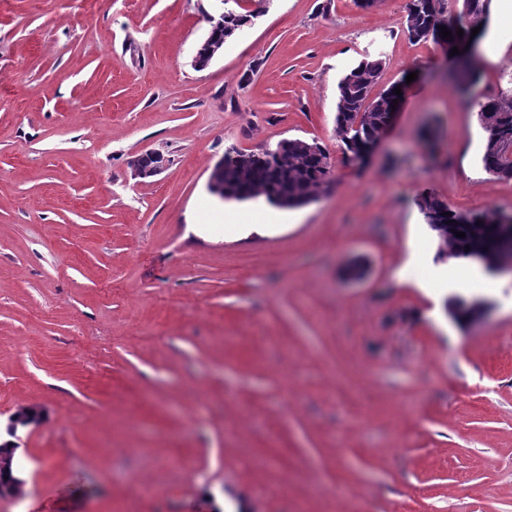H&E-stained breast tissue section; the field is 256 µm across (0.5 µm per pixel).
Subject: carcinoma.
Wrapping results in <instances>:
<instances>
[{
  "mask_svg": "<svg viewBox=\"0 0 512 512\" xmlns=\"http://www.w3.org/2000/svg\"><path fill=\"white\" fill-rule=\"evenodd\" d=\"M490 2L462 0L460 11L449 13L447 0H411L407 5L406 32L414 42L432 40L450 47L470 36L476 27L479 38L489 22ZM253 20L254 13L240 5L229 8L224 20H210L211 42L198 46V66L204 67L213 60L211 50H222L224 43L232 39L231 31ZM440 26L452 32V40L437 34ZM459 28L463 30L461 37L457 35ZM384 67L381 56H367L338 82L335 136L340 142L342 158L349 164L377 146L389 123L399 84L375 91ZM479 80L480 72L471 62L463 65L457 62L448 72V83L462 95ZM478 107L490 120L489 125L482 127L483 168L496 177L512 179V93L487 97ZM220 179L226 201L244 202L263 196L270 204L288 209L314 202L329 193L334 184L328 151L316 142L300 138H285L257 150L229 145L224 150ZM414 202L436 238L435 260L444 262L451 257H463L493 263L498 259L501 228L505 224L512 226V214L491 219L484 213H471L465 220L461 212L429 191L419 193ZM458 231L466 237H456ZM447 306L449 314L459 323L474 317L473 310L460 296L449 298Z\"/></svg>",
  "mask_w": 512,
  "mask_h": 512,
  "instance_id": "1",
  "label": "carcinoma"
}]
</instances>
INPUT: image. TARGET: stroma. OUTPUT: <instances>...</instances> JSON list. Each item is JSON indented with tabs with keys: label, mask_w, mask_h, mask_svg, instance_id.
<instances>
[{
	"label": "stroma",
	"mask_w": 512,
	"mask_h": 512,
	"mask_svg": "<svg viewBox=\"0 0 512 512\" xmlns=\"http://www.w3.org/2000/svg\"><path fill=\"white\" fill-rule=\"evenodd\" d=\"M407 2L243 0L198 69L213 0H0V416L43 409L0 512H512V275L437 261L414 203L512 213L476 105L512 88V13L465 100ZM377 54L403 98L360 170L337 85ZM284 138L328 150L329 194L269 221L208 191L227 146ZM217 2L216 13L219 17H224V12L227 10V7L224 8V4L227 5L230 0H213ZM225 10V11H224ZM228 16L221 20H213L210 18V30L208 34H211V42L207 45H203L202 43L198 46L197 55L195 54L193 57V64L195 65L196 57L197 64L200 67H205L212 60L211 56L212 47L215 46L219 52L224 48V43L232 37V30L239 31V27H247L249 22L254 20V13L248 11L242 6L237 4V8L230 7L228 10Z\"/></svg>",
	"instance_id": "obj_1"
}]
</instances>
